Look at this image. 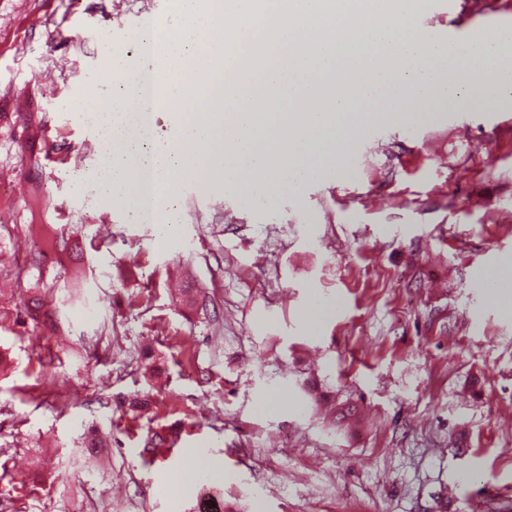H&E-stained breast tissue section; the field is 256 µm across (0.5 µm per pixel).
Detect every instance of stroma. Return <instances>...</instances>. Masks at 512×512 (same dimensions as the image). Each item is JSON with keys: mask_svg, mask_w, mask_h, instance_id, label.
<instances>
[{"mask_svg": "<svg viewBox=\"0 0 512 512\" xmlns=\"http://www.w3.org/2000/svg\"><path fill=\"white\" fill-rule=\"evenodd\" d=\"M176 2L0 0V512H194L202 486L224 512H512V298L484 285L512 279V93L378 116L260 206L174 174L164 230L75 182L99 164L84 101ZM463 2L423 0L418 32L512 22ZM33 224L78 259L35 258Z\"/></svg>", "mask_w": 512, "mask_h": 512, "instance_id": "stroma-1", "label": "stroma"}]
</instances>
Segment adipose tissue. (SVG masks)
I'll use <instances>...</instances> for the list:
<instances>
[{
  "label": "adipose tissue",
  "instance_id": "obj_1",
  "mask_svg": "<svg viewBox=\"0 0 512 512\" xmlns=\"http://www.w3.org/2000/svg\"><path fill=\"white\" fill-rule=\"evenodd\" d=\"M417 0H178V20L139 30L135 38L151 74L170 80L164 102H187L200 86L211 89L209 104L223 112L214 121L181 124L175 139L160 149L144 148L154 121L144 109L145 90L121 57L112 77L124 93L96 101L88 112L104 160L93 174L97 197L132 194L134 219L165 221L170 177L193 164L195 171L219 172L243 197L274 198L307 179V158L342 126L367 120L366 104L400 112L409 99L430 108L463 100L462 76L489 71L498 87H512V65L500 50L512 44V26L490 29L477 43H450L420 36L414 22ZM358 24L336 34V16ZM240 21L238 49L212 42L210 33L224 14ZM226 55L228 70L217 78L202 69L186 71L188 57ZM306 90L311 108L298 96ZM249 107H242V100ZM199 146L188 156L184 144ZM150 179L151 205L137 196Z\"/></svg>",
  "mask_w": 512,
  "mask_h": 512
}]
</instances>
